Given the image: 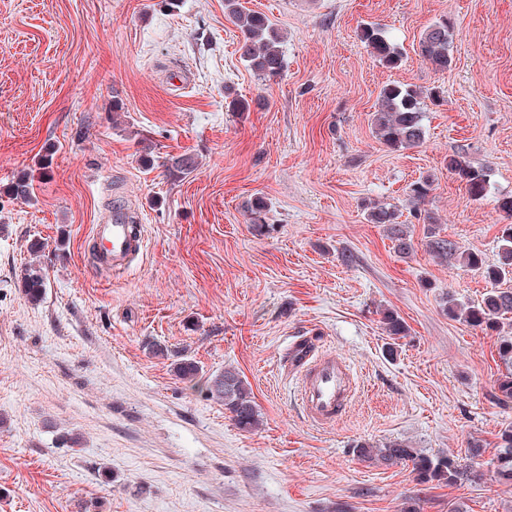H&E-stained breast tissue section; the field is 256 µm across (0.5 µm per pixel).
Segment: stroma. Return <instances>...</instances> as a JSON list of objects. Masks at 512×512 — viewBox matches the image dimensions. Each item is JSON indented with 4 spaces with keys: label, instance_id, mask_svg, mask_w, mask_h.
<instances>
[{
    "label": "stroma",
    "instance_id": "35a3bbf8",
    "mask_svg": "<svg viewBox=\"0 0 512 512\" xmlns=\"http://www.w3.org/2000/svg\"><path fill=\"white\" fill-rule=\"evenodd\" d=\"M240 3L281 33L273 81L242 61L224 0H0V512H512L490 456L466 453L512 424L498 338L442 310L492 285L427 250L408 196L431 176L440 235L497 262L512 220L497 207L512 195V0ZM443 18L452 64L437 71L418 41ZM368 22L402 49L399 68L361 41ZM388 84L442 88L421 146L376 136ZM229 89L251 110L230 111ZM456 152L487 174L484 198L448 173ZM181 155L197 167L177 177L166 162ZM22 175L27 201L7 193ZM371 202L397 208L413 253L368 222ZM118 203L146 246L113 272L92 235ZM30 267L46 278L36 302ZM387 310L408 328L393 351ZM301 339L358 384L335 425L300 410L288 349ZM180 356L196 384L175 376ZM227 368L251 388L255 431L201 389ZM389 441L472 473L422 483L351 450ZM23 287L29 300H40L46 288L45 278L41 270L36 267L26 269L23 277Z\"/></svg>",
    "mask_w": 512,
    "mask_h": 512
}]
</instances>
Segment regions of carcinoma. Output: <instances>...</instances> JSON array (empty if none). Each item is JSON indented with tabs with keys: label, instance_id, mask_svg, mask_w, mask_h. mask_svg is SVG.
I'll use <instances>...</instances> for the list:
<instances>
[{
	"label": "carcinoma",
	"instance_id": "carcinoma-1",
	"mask_svg": "<svg viewBox=\"0 0 512 512\" xmlns=\"http://www.w3.org/2000/svg\"><path fill=\"white\" fill-rule=\"evenodd\" d=\"M224 9L228 11L240 28V57L246 66L261 79L280 76L284 70V59L280 50V34L268 16L258 12H244L238 0H224ZM361 40L370 49V53L384 67L395 69L402 63L401 49L376 24H368L361 29ZM451 26L446 20H440L423 31L419 40L418 53L433 69L443 71L452 63L450 56ZM440 100V91L435 88L422 89L405 84L384 86L379 94L378 109L373 115L375 133L391 150L418 147L424 142L425 129L422 113L427 103ZM448 172L464 184L468 193L480 199L487 193V175L475 168L460 154H452L445 160ZM196 162L191 157L180 156L169 159L168 170L174 175L188 174L195 170ZM431 177H422L410 185L409 197L413 206L423 203L432 189ZM9 191L20 200L30 198L32 184L22 176L14 180ZM367 220L371 224H383L393 242L397 253L407 255L414 249L409 227L398 222L397 210L382 205H372L368 209ZM427 224L425 239L428 251L440 259L461 255L463 263L497 284L512 281V224L501 229L499 260L493 265L485 263L482 254L476 249L458 251L455 244L440 236L436 231L438 219L433 213L424 215ZM23 287L31 301L41 299L46 282L41 270L29 268L24 273ZM443 311L448 318L461 319L473 327L499 336L498 356L505 365V372L497 379L499 398L512 400V335L503 333L504 326H512V288H495L489 291L481 301L462 307L451 296L442 298ZM382 323L390 336L405 337L408 329L404 321L393 312L383 313ZM200 367L192 359L183 358L174 364V374L186 382H193ZM208 395L224 403L236 426L246 432L259 428L262 424L261 413L254 401L251 389L239 373L226 368L224 372L207 380ZM360 459L377 460L383 463L408 461L417 480L422 483L445 482L454 484L469 477V471L456 459L448 455L429 456L417 452L407 444L391 441L381 447L367 443L353 446ZM494 463L499 479L512 484V425L499 432L495 446Z\"/></svg>",
	"mask_w": 512,
	"mask_h": 512
}]
</instances>
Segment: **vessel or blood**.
<instances>
[{
  "instance_id": "1",
  "label": "vessel or blood",
  "mask_w": 512,
  "mask_h": 512,
  "mask_svg": "<svg viewBox=\"0 0 512 512\" xmlns=\"http://www.w3.org/2000/svg\"><path fill=\"white\" fill-rule=\"evenodd\" d=\"M94 239L104 262L119 264L139 254L144 247L141 232L128 224L121 206L94 227ZM293 353L302 358L299 395L302 410L313 424H335L346 410L353 393V378L345 360L333 353H317L294 343Z\"/></svg>"
}]
</instances>
